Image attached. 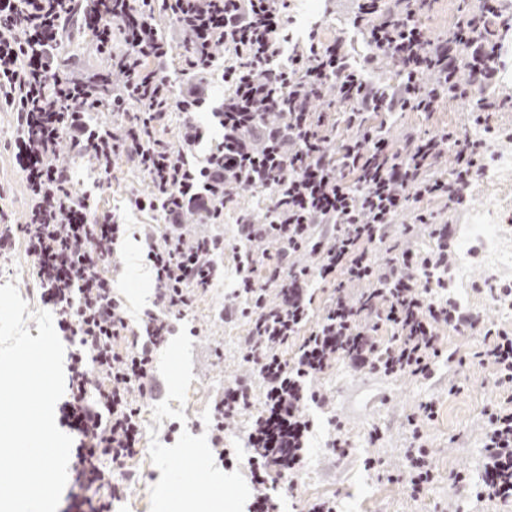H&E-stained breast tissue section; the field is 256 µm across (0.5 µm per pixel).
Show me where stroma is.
Listing matches in <instances>:
<instances>
[{
	"label": "stroma",
	"instance_id": "35a3bbf8",
	"mask_svg": "<svg viewBox=\"0 0 512 512\" xmlns=\"http://www.w3.org/2000/svg\"><path fill=\"white\" fill-rule=\"evenodd\" d=\"M291 22L288 35L300 39L307 35L300 18L306 8H314L323 41L347 39L354 56L368 53L361 35L349 29L348 21L355 0H288ZM468 108L461 103L441 104L437 112H405L395 116L390 132L395 138L406 134H426L445 125L467 124ZM16 136L14 114L0 109V216L12 224L24 223L28 211V193L14 166L9 144ZM77 193L87 194L98 212L113 214L130 224L131 233L121 240L114 257L118 289L132 320H139L152 307L153 280L143 246L136 240L142 225L155 223L150 212L127 208L128 198L145 195L151 185L144 174L124 160H116L106 183H99L90 165L70 159ZM494 179L479 178L465 208L455 209L444 198L424 201L425 210L447 220L454 233H461L473 215L495 210L494 235L500 243V259H492L480 242L470 244L466 259L457 261L448 286V294L462 308L473 312L478 321L512 328V308L493 303L477 289L484 279L495 278L512 283V167L496 166ZM269 203L266 190L243 185L236 191L233 204L224 210V221L216 232L234 239L241 213L264 220ZM219 273L213 288L195 297L188 317L181 321L174 336L156 357V377L161 387L157 400L142 404L143 435L141 453L128 464L134 484L127 498L115 503L112 512H174L170 499L176 495L204 499L206 494L221 496L233 505V512H246L251 497L247 466L224 468L212 454V435L208 419L214 400L225 382L243 372L240 340L245 336V321H224L220 311L232 291L235 263L232 255L219 261ZM16 285L29 311L43 310L38 287L32 275L23 241H16L5 263L0 264V286ZM448 349L467 356L456 372L440 364V384L414 378H384L359 375L344 364H336L316 380L326 391L332 407L345 426L350 455L337 459L326 442L329 435L327 415L316 406L306 412L314 422L310 448L299 490L285 497V512H299L302 503L321 497H338L344 512H512V503L477 502L468 497L451 500L452 475L469 471L480 478L483 469L485 412L503 395L495 386L492 371L470 360L480 345L479 336L446 331ZM457 384L458 393L448 391ZM435 400L437 416L427 426L436 452V480L426 497L413 501L399 483L387 474L400 468L409 449L410 438L403 422L407 414L426 400ZM379 440H372L373 432ZM381 461L382 470L366 468V459Z\"/></svg>",
	"mask_w": 512,
	"mask_h": 512
}]
</instances>
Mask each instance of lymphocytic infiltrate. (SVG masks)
I'll use <instances>...</instances> for the list:
<instances>
[{
  "instance_id": "1",
  "label": "lymphocytic infiltrate",
  "mask_w": 512,
  "mask_h": 512,
  "mask_svg": "<svg viewBox=\"0 0 512 512\" xmlns=\"http://www.w3.org/2000/svg\"><path fill=\"white\" fill-rule=\"evenodd\" d=\"M431 3L362 0L352 28L370 50L357 59L340 40L324 43L311 34L289 42L288 0H0V105L16 116L11 148L29 193L17 230L41 299L71 348L61 412L74 439L73 512H112L127 497L125 470L140 453V402L159 393L156 355L192 298L213 287L216 259L227 251L236 279L224 319L248 325L241 360L260 380L263 399L253 405L243 380L225 385L212 442L219 459L230 462L224 432L249 415V512H280L275 488L304 472L311 429L304 408L328 402L314 378L340 362L358 374L430 378L445 354L440 332L448 328L481 336L473 357L507 391L488 415L480 481L459 472L453 483L480 501H512V330L477 325L441 295L455 261L454 233L417 209L437 196L463 205L487 170L489 141L500 135L492 116L512 106L498 86L500 31L512 16L506 0H478L448 35L431 39L421 24ZM159 12L184 35L178 84L155 23ZM79 34L111 57L110 70L63 73L61 49ZM117 41L123 49L116 54ZM219 48L229 62L218 72ZM383 60L395 67L394 80L373 79ZM462 68L470 73L465 83L457 78ZM428 71L435 82L421 84ZM215 72L229 93L213 107ZM447 100L470 105L469 120L482 137L448 126L391 138L387 117L434 112ZM206 105L224 135L192 165L187 154L203 139L195 114ZM103 109L122 122L91 124L90 114ZM175 110L189 127L179 151L158 136ZM341 128L346 137H338ZM63 144L72 157L89 158L100 179L122 158L150 181V193L130 201L160 218L141 234L155 282V309L142 325L131 324L112 277L116 246L129 227L77 197L72 170L60 159ZM241 185L270 190L265 221L240 216L230 242L186 237L185 213L220 223ZM408 210L416 223L430 225L432 251L388 244L396 217ZM376 245L386 248L380 264L371 258ZM317 283L336 289L318 314ZM434 416L430 400L408 418L416 449L398 479L416 500L435 477L424 429Z\"/></svg>"
}]
</instances>
